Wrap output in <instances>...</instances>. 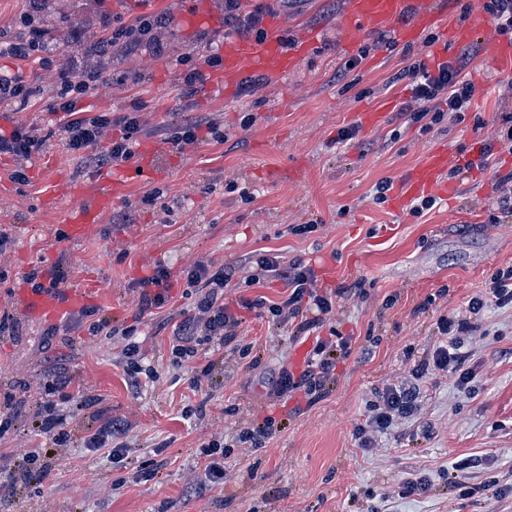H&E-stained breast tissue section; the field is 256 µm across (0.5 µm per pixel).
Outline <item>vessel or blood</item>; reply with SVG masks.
<instances>
[{
  "label": "vessel or blood",
  "mask_w": 512,
  "mask_h": 512,
  "mask_svg": "<svg viewBox=\"0 0 512 512\" xmlns=\"http://www.w3.org/2000/svg\"><path fill=\"white\" fill-rule=\"evenodd\" d=\"M440 17V11L430 7L427 0H348L339 25L350 47L366 32L386 27L397 28L401 40L409 43L417 40L423 30L435 25ZM487 26L484 15L474 13L470 24L449 28L446 45L466 44L474 33ZM319 37L318 29L306 28L300 34L299 47H287L282 38L280 18L268 17L262 38L237 36L225 40L223 65L211 74V84L224 91H232L241 70L247 65L276 76L288 75L298 66L305 52L317 44ZM446 45L436 46L435 56H443ZM484 51L492 66L502 73L512 74V45L492 37L487 40ZM156 152V146H147L131 171L103 172L92 175L88 184L66 186V193L76 199L65 217L69 238L83 239L101 221L123 190L127 176L144 181L162 178L163 170L153 162ZM447 166V151H428L397 183L393 195L395 206H402L409 198L418 195H432L446 201L453 199L457 189L443 178ZM99 291L100 285L95 278L83 276L65 289H18L16 299L31 319L53 322L94 302Z\"/></svg>",
  "instance_id": "vessel-or-blood-1"
}]
</instances>
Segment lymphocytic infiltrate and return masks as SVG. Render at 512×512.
<instances>
[{"instance_id":"lymphocytic-infiltrate-1","label":"lymphocytic infiltrate","mask_w":512,"mask_h":512,"mask_svg":"<svg viewBox=\"0 0 512 512\" xmlns=\"http://www.w3.org/2000/svg\"><path fill=\"white\" fill-rule=\"evenodd\" d=\"M461 70L448 62L435 68H428L419 62L408 66L404 74L412 81V100L404 104V111L410 112L414 121L430 119L437 123L443 119L461 120L475 92L473 84L460 76ZM88 90L83 75L73 74L61 82L54 90L55 109L66 116L61 127L66 145L71 153L98 163L121 164L135 155L140 120L137 113L89 115L87 109L78 105V100ZM121 129L120 136L108 138L110 127ZM108 142L104 155H97L101 142ZM274 277L284 281L289 294L281 302L269 304L264 297L242 300L243 308L249 310L267 309L282 326L295 325L297 334L316 335L317 341L301 374L281 370L273 393L275 396H289L302 393L307 402H315L322 391L333 382L336 361L348 349L344 339L326 340L317 332L329 320L336 308V291L317 292L312 287L310 270L297 265H283L278 257L266 255L259 258L251 275V282ZM229 279L224 268L195 263L185 277L191 289L192 309L186 318L182 331L176 334L171 355L173 363L194 362L192 387H201L209 378L212 366L209 362L210 342H225L235 338L240 325L238 316L224 301V286ZM469 319L444 317L438 321L440 340L436 347L410 367L406 380L386 386L375 402L369 406V414L364 423L356 428L361 448L370 450L378 447L382 435L402 418L414 415L416 411L415 393L409 388V381H420L430 377L452 373L457 377V385L467 388L470 377L462 372L461 366L466 355L461 350L463 336L473 332Z\"/></svg>"}]
</instances>
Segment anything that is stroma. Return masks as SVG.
Wrapping results in <instances>:
<instances>
[{
    "label": "stroma",
    "instance_id": "35a3bbf8",
    "mask_svg": "<svg viewBox=\"0 0 512 512\" xmlns=\"http://www.w3.org/2000/svg\"><path fill=\"white\" fill-rule=\"evenodd\" d=\"M279 15L284 34L297 40L307 27L321 40L285 77L267 76L255 90L245 67L233 96L200 86L181 93L184 56L203 66L224 50V0H140L137 8L115 0H0V41L23 35L25 16L46 32L43 47L25 60L0 54V76H22L34 93L24 105L0 106V133L33 128L42 147L28 161L0 154V227L11 238L0 256V401L12 397V426L0 437V464L18 468L40 438L30 425L55 376L92 402L68 420L67 445L58 448L44 477L0 489V512H383L409 472L431 474L429 489L398 500L396 512H512V497L484 485V467L470 469L479 490L459 496L440 467L465 458L493 462L501 483H512V308L485 307L470 316L471 298L485 294L492 273L512 267V208L497 205V177L512 173V145H498L483 168L466 169L504 118L512 117V79L486 65L485 33L455 48L448 62L475 86L463 121L426 125L400 112L412 83L402 70L431 60L440 29L412 43L391 31L367 35L344 49L336 27L347 0H250ZM158 17L154 41L129 47L112 30L138 16ZM93 74L84 105L97 112L137 111L139 144L159 147L165 179H129L86 239L70 241L64 216L75 203L64 182L96 173L72 154L53 111L56 81L71 71ZM386 109L383 123L361 125L359 113ZM213 120L223 141L181 149L172 141L186 116ZM356 134L337 143L339 131ZM447 150L463 165L455 203L437 201L416 214L375 200L381 181L397 182L427 151ZM24 170L26 182L13 174ZM313 225L297 234L296 225ZM279 256L314 272L316 287L349 289L336 305L331 328L351 339L336 364V382L314 405L301 397L270 406L283 358L305 342L277 326L271 315L242 311L238 329L249 358L224 347L208 382L192 388L189 366L170 359V347L191 300L185 270L202 261L229 267L224 299L265 297L288 290L276 279L247 285L251 265ZM168 268L173 286L161 307L141 303L140 279ZM56 269L61 287L81 276L97 278L101 293L92 317L116 329L136 327L143 365L128 371L121 338L91 337V317L74 312L56 326L33 322L16 309L15 289L34 271ZM473 317L463 369L473 376L459 389L456 376L427 380L420 410L364 451L356 436L366 405L406 376L411 357L438 340L440 317ZM194 416H186L185 408ZM282 419L260 448H233L224 479L210 482L200 453L214 437L232 441L267 414ZM112 418L125 420L122 465L109 449L86 441ZM155 463L149 480L137 472Z\"/></svg>",
    "mask_w": 512,
    "mask_h": 512
}]
</instances>
